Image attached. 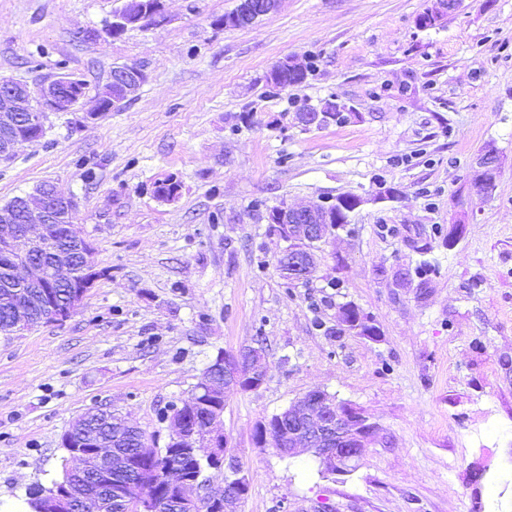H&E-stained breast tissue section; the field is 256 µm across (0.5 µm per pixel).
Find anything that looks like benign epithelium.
Here are the masks:
<instances>
[{"label":"benign epithelium","mask_w":512,"mask_h":512,"mask_svg":"<svg viewBox=\"0 0 512 512\" xmlns=\"http://www.w3.org/2000/svg\"><path fill=\"white\" fill-rule=\"evenodd\" d=\"M281 0H238L236 8L224 14V27L250 26L278 10ZM462 0H432V6L419 18V25L427 28L436 25L444 17L454 13ZM143 71L136 67L120 65L113 67L112 84L126 99L136 96L142 81ZM41 98L54 112L72 109L70 77L63 73L41 89ZM47 115L34 116L27 111V94L19 84L3 79L0 81V156L10 155L15 147L40 134ZM296 119L304 127L317 129L335 123V117L323 107H307L296 113ZM501 164L498 152L483 149L475 158L472 169L474 179L484 197L493 195L496 176ZM363 198L354 193L340 194L304 206L288 203L278 205L268 213V222L281 230V237L288 242L281 256V268L292 283L310 278L314 272V253L328 237L334 224L348 221L347 214L355 211ZM24 222L17 223L16 210H0V255L13 266L14 276L26 280L27 287L36 293L21 291L5 284L0 287V300L10 307L13 328L24 331L33 326L29 300L36 299L51 322H63L80 305L86 291L97 277L92 256L93 244L78 234L71 242L70 251L80 255L81 263L73 267L66 255L49 236L48 227L69 218L77 209L73 197L50 193L48 190L23 197ZM53 255L54 265L44 268L37 257ZM212 373L207 375L199 388L209 394L214 389L226 393L231 390L257 389L267 378V362L264 350L247 347L236 354H219L211 362ZM167 445L179 449L208 464L210 469L228 467L231 475L224 480V490L211 493L207 479L197 482L202 497L212 510L223 508L224 512H239L247 488V476L238 471V464L228 446L222 426V414L216 413L206 419L201 429L187 431L184 427L168 425ZM256 441L267 445L271 434L281 436L288 447L279 453L296 457L304 453L313 456L324 473L343 476L354 471L361 461L365 449L376 444L380 427L362 408L348 402H338L335 397L320 388H314L284 409L257 426ZM69 458L78 463V469L67 472L63 486L47 489L43 500L47 512H154L153 500L149 496H136L134 484L115 480L112 475V449L95 441L93 455L95 466L84 469L86 453L81 447L70 443L64 436ZM93 481L100 486L101 495L87 496L82 487Z\"/></svg>","instance_id":"obj_1"}]
</instances>
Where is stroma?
I'll list each match as a JSON object with an SVG mask.
<instances>
[{
	"instance_id": "stroma-1",
	"label": "stroma",
	"mask_w": 512,
	"mask_h": 512,
	"mask_svg": "<svg viewBox=\"0 0 512 512\" xmlns=\"http://www.w3.org/2000/svg\"><path fill=\"white\" fill-rule=\"evenodd\" d=\"M122 4L0 0V78L35 93L63 73L86 82L39 141L0 158V206L44 182L74 197L98 272L64 322L0 334V512L60 479L62 437L89 408L163 448L169 403L218 353L258 343L265 383L224 396L250 477L240 512H512V0H464L430 28V0H283L243 28L222 21L237 0H162L163 24L113 37ZM286 58L313 70L269 95ZM121 64L144 83L88 119ZM329 98L346 124L296 123ZM488 145L501 166L486 198L471 166ZM168 175L180 190L164 202L151 186ZM345 192L365 199L349 230L288 286L268 211ZM424 261L434 274L398 285ZM346 302L376 337L337 333ZM314 387L381 428L348 475L256 442Z\"/></svg>"
}]
</instances>
